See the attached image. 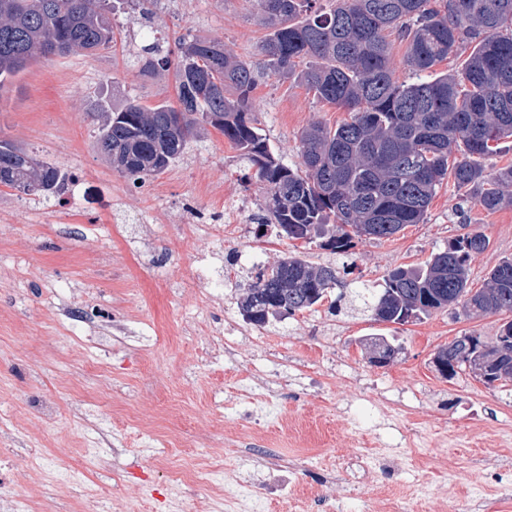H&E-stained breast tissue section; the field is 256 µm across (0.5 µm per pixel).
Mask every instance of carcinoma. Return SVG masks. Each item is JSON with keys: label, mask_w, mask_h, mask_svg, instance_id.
<instances>
[{"label": "carcinoma", "mask_w": 512, "mask_h": 512, "mask_svg": "<svg viewBox=\"0 0 512 512\" xmlns=\"http://www.w3.org/2000/svg\"><path fill=\"white\" fill-rule=\"evenodd\" d=\"M145 26L156 0H126ZM257 0L269 33L260 47L267 68L300 77L314 95L351 112L330 129L302 131L299 166L274 155L252 116L254 66L227 53L224 43L190 34L178 55L156 41L137 49L146 71L173 68L177 105L147 107L131 98L99 128L98 152L132 182L163 172L180 158L198 129L210 126L255 168L266 189L262 227L280 226L288 239L346 253L361 231L389 239L424 222L445 180L473 192L484 211L512 203V167L489 171L482 160L512 139V0ZM113 0H0V88L31 64L72 52L112 48ZM407 42L406 65L429 79L394 81L391 35ZM468 48L459 71L434 67ZM62 170L0 140V186L25 195L54 194ZM489 245L464 234L418 266L397 267L381 288H357L354 300L379 322L405 324L459 305L469 317L512 313V259L499 262L483 287L468 286L467 262ZM338 284L336 269L298 251L259 271L239 301L248 323L266 324L268 310L288 315L322 302ZM499 362L490 380L512 377V320L491 345ZM450 376L468 367L455 342L441 348Z\"/></svg>", "instance_id": "carcinoma-1"}]
</instances>
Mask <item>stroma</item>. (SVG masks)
Segmentation results:
<instances>
[{"mask_svg": "<svg viewBox=\"0 0 512 512\" xmlns=\"http://www.w3.org/2000/svg\"><path fill=\"white\" fill-rule=\"evenodd\" d=\"M155 12L164 47L189 32L257 66L253 114L284 163H299L311 123L348 120L297 76L262 69L256 0H158ZM113 27L111 50L34 63L0 91V140L84 177L67 207L0 186V493L25 512H384L390 498L401 512H512V382L432 365L454 337L494 343L501 316L383 324L344 300L255 327L238 309L292 249L335 267L348 293L474 230L489 240L468 262L479 288L512 258V207L486 212L447 182L425 223L344 254L262 237L265 192L212 128L134 187L97 151L98 129L129 98L173 105L177 90L173 72L137 63L136 14ZM219 208L238 224L191 231ZM204 264L223 268L221 286H203ZM380 335L400 346L384 366L370 361Z\"/></svg>", "mask_w": 512, "mask_h": 512, "instance_id": "35a3bbf8", "label": "stroma"}]
</instances>
